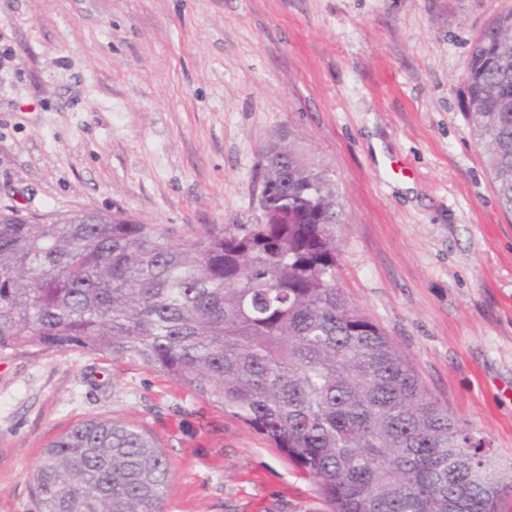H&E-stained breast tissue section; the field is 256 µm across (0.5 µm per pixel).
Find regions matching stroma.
<instances>
[{
    "instance_id": "1",
    "label": "stroma",
    "mask_w": 512,
    "mask_h": 512,
    "mask_svg": "<svg viewBox=\"0 0 512 512\" xmlns=\"http://www.w3.org/2000/svg\"><path fill=\"white\" fill-rule=\"evenodd\" d=\"M512 0H0V208L120 209L183 235L253 224L268 150L329 169L336 279L428 391L512 463V219L463 111ZM108 416L171 462L163 512H324L264 436L140 365L0 356V512L46 445Z\"/></svg>"
}]
</instances>
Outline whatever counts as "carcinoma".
Returning <instances> with one entry per match:
<instances>
[{"label": "carcinoma", "mask_w": 512, "mask_h": 512, "mask_svg": "<svg viewBox=\"0 0 512 512\" xmlns=\"http://www.w3.org/2000/svg\"><path fill=\"white\" fill-rule=\"evenodd\" d=\"M498 205L512 215V9L473 42L461 91ZM259 204L284 224L173 239L112 214L0 210V355L81 349L141 364L262 434L324 512H502L512 492L484 439L336 284L343 209L327 168L288 144ZM171 464L101 416L51 441L35 512H161Z\"/></svg>", "instance_id": "cac0c4a2"}]
</instances>
